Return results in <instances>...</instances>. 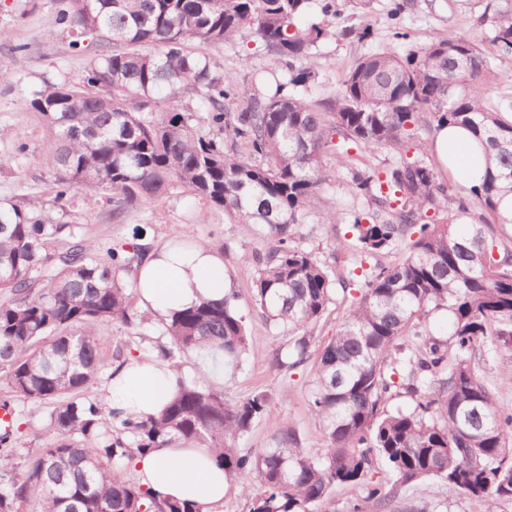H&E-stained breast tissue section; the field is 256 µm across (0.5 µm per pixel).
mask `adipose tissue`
<instances>
[{
    "instance_id": "adipose-tissue-1",
    "label": "adipose tissue",
    "mask_w": 512,
    "mask_h": 512,
    "mask_svg": "<svg viewBox=\"0 0 512 512\" xmlns=\"http://www.w3.org/2000/svg\"><path fill=\"white\" fill-rule=\"evenodd\" d=\"M441 165L468 185H477L484 163L465 129L442 127L434 139ZM229 291L224 257L207 245L177 253L164 245L150 252L138 274V301L143 311L167 320L205 299ZM177 392L170 362L154 354L129 359L115 369L106 385L105 400L122 415L141 418L160 413ZM139 482L160 501L178 499L204 506L205 512H224L230 481L206 448L161 446L137 454L133 462Z\"/></svg>"
}]
</instances>
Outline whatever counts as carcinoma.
Here are the masks:
<instances>
[{"label":"carcinoma","mask_w":512,"mask_h":512,"mask_svg":"<svg viewBox=\"0 0 512 512\" xmlns=\"http://www.w3.org/2000/svg\"><path fill=\"white\" fill-rule=\"evenodd\" d=\"M317 3L319 20H308ZM338 0H55L69 47L94 50L77 81H46L25 100L51 141L56 193L65 211L75 191L111 194L120 222L180 188L257 228L267 247L243 256L254 267V303L265 324L294 340L275 366L308 358L310 336L332 302L329 266L293 244V230L317 214L347 218L372 257L410 241L400 261L365 276L336 334L324 343L312 408L324 453L302 447L282 427L267 448L237 446L268 405L257 393L229 400L205 383L178 378L156 417L123 416L82 396L110 365L99 326L133 329L145 320L137 282L148 225L136 224L132 250L105 256L77 241L78 226L56 224L35 204H0V380L11 397L53 406V440L21 456L11 430L0 434V512H203L164 504L134 478L136 454L172 443L210 449L238 481L247 512H334L338 484L365 491L351 512L391 506L402 487L440 480L484 501H512V408L479 375L482 362L512 350V104L485 99L491 61L471 39L450 33L403 55L359 58L336 95L306 96L322 68L326 36L371 38L373 27L338 26ZM492 42L512 51V0H490ZM257 38L289 78L244 96L202 48ZM458 125L477 137L486 167L464 188L423 157L408 156L421 127ZM396 158L385 176L356 167L348 144ZM369 202L343 209L326 196L339 178ZM432 210L439 219L423 221ZM468 221L460 232L457 221ZM438 310L454 316L453 345L428 337ZM164 356L222 353L238 363L248 348L235 294L178 312L164 325ZM402 388L411 410L388 409ZM391 479H374L375 461Z\"/></svg>","instance_id":"carcinoma-1"}]
</instances>
